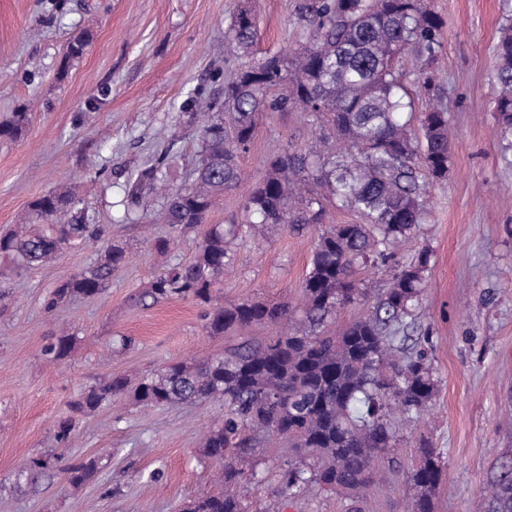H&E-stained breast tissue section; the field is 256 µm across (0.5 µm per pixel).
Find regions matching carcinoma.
<instances>
[{
  "instance_id": "obj_1",
  "label": "carcinoma",
  "mask_w": 512,
  "mask_h": 512,
  "mask_svg": "<svg viewBox=\"0 0 512 512\" xmlns=\"http://www.w3.org/2000/svg\"><path fill=\"white\" fill-rule=\"evenodd\" d=\"M297 13L309 29L306 45L235 66L224 78V96L203 106L207 121L199 161L187 183L174 190L165 186V153L128 181L123 201L128 221L146 218L181 233L195 230L224 192L240 184L239 159L250 150L259 113L293 110L328 125L334 141L321 135L304 154L284 147L270 158L266 176L246 197V224L210 225L193 258L170 266L145 292L155 301L177 295L209 304L202 319L213 336L258 325L278 331L238 336L224 344L220 356L170 365L134 386L115 376L74 405L78 412L94 411L129 390L144 407L222 402L224 415L206 434L203 448L208 462L220 468L224 490L189 500L182 512H251L244 487L270 478L254 458L271 440L288 448L276 474L281 489L294 494L314 489L353 502L376 483V462L405 441L394 416L419 424L436 394L429 342L405 345L431 253L425 247L405 265L395 260L430 216L417 164L435 182L445 180L451 168L447 112L434 107L424 112L418 136L402 117L414 110L408 77L427 93L439 91L430 66L443 22L425 0H302ZM256 36L255 18L242 4L225 38L229 57L250 53ZM87 46L82 35L70 39L61 69L80 59ZM494 75L498 122L511 130V17L499 31ZM28 124L29 113L16 112L0 124V136L17 139ZM327 200L367 223L331 225L319 233L300 311L253 300L229 307L213 301L243 231L319 224ZM106 236V226L89 223L76 194L61 186L31 203L28 223L0 234V256L30 268L65 249L102 242L94 262L48 296L45 309L51 311L67 298L97 295L126 265L125 247ZM391 262L392 276L374 293L370 313L332 328L341 310L370 293L357 279L359 271ZM71 348V339L61 336L44 355L56 361ZM415 447L417 463L407 475L412 512H433L441 456L424 438ZM95 471L92 459L62 468L73 486ZM492 507L512 512L511 477L494 487Z\"/></svg>"
}]
</instances>
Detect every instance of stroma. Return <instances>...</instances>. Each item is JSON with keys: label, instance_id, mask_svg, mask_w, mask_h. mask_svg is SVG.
I'll return each instance as SVG.
<instances>
[{"label": "stroma", "instance_id": "35a3bbf8", "mask_svg": "<svg viewBox=\"0 0 512 512\" xmlns=\"http://www.w3.org/2000/svg\"><path fill=\"white\" fill-rule=\"evenodd\" d=\"M239 3L0 0V122L30 115L21 138H0V232L20 223L36 198L67 185L90 223L106 225L129 255L100 293L51 311L47 295L90 265L96 245L32 269L12 270L0 259V512H178L220 488L202 441L224 413L221 402L145 408L122 395L79 415L73 405L112 376L135 383L224 349L223 337L203 326V302L143 296L155 275L192 259L198 234L175 235L169 251L157 252L152 242L173 235L169 225L115 223L112 203L165 150L177 156L169 185L188 178L198 160L197 96L222 92L225 32ZM298 3L249 0L255 56L305 42ZM426 4L444 22L433 65L440 91L411 90L418 111H447L452 166L440 183L421 174L431 217L399 255L431 250L412 335L431 344L437 394L420 432L444 464L435 512H492L491 485L512 474V132L493 110L498 28L512 16V0ZM80 34L90 39L86 53L62 68L63 45ZM318 132L316 120L296 112L260 117L241 159L242 181L209 223H242L245 197L268 159L289 144L306 149ZM326 210L323 224L280 228L260 245L239 239L220 300L297 303L322 226L364 221L331 204ZM64 335L71 353L47 363L43 347ZM70 418L76 429L63 444L58 426ZM415 454L410 443L395 448L396 464L367 491L363 512H410ZM53 456L96 460L97 473L74 487L58 468L33 469Z\"/></svg>", "mask_w": 512, "mask_h": 512}]
</instances>
